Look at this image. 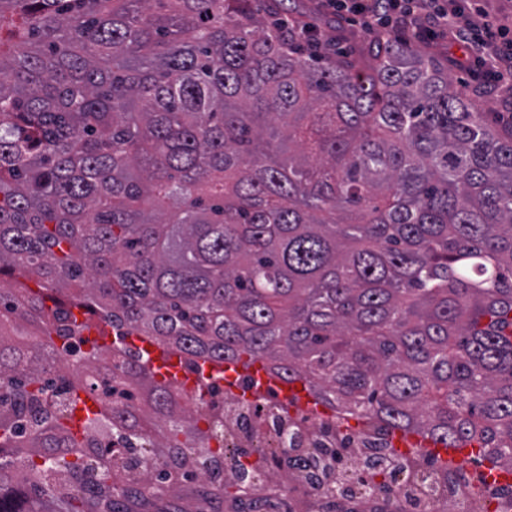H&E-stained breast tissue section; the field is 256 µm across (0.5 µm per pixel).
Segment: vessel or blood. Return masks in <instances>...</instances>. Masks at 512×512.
<instances>
[{
  "instance_id": "obj_1",
  "label": "vessel or blood",
  "mask_w": 512,
  "mask_h": 512,
  "mask_svg": "<svg viewBox=\"0 0 512 512\" xmlns=\"http://www.w3.org/2000/svg\"><path fill=\"white\" fill-rule=\"evenodd\" d=\"M135 347L146 355V363L155 372V377L163 383H174L183 386L188 391H195L206 379L221 376L226 389L236 390L237 378L241 373H249L252 390L256 393H275L283 403H291L310 411H319L312 396L300 382H286L266 372L260 365L243 368L240 363L227 361L224 363H204L198 372H185L176 354L166 352L164 349L151 346L149 340L133 337Z\"/></svg>"
}]
</instances>
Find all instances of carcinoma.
Listing matches in <instances>:
<instances>
[{
	"mask_svg": "<svg viewBox=\"0 0 512 512\" xmlns=\"http://www.w3.org/2000/svg\"><path fill=\"white\" fill-rule=\"evenodd\" d=\"M13 41L0 274L89 294L0 287V512H124L189 464L223 491L133 335L512 473V132L447 68L397 40L362 68L250 0H0ZM75 308L112 328L111 367L93 350L70 375ZM81 391L100 407L75 432ZM108 424L123 447L88 452Z\"/></svg>",
	"mask_w": 512,
	"mask_h": 512,
	"instance_id": "carcinoma-1",
	"label": "carcinoma"
}]
</instances>
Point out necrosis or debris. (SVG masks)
Returning a JSON list of instances; mask_svg holds the SVG:
<instances>
[{
  "label": "necrosis or debris",
  "mask_w": 512,
  "mask_h": 512,
  "mask_svg": "<svg viewBox=\"0 0 512 512\" xmlns=\"http://www.w3.org/2000/svg\"><path fill=\"white\" fill-rule=\"evenodd\" d=\"M194 413L217 421L218 430L207 442L213 455H225V477H233L238 461L255 458L264 468L259 482L278 469L290 434H298V454H336L329 477L312 484L306 472L288 482L290 512H385L388 499H395L402 512H512V488L484 480L475 468H443L419 449L400 451L404 470L388 479L385 489L342 497L346 482L361 476L368 456L391 453L394 440L377 424L347 426L331 409L319 414L293 411L274 399L248 401L229 396L222 382L204 387L200 400L192 401Z\"/></svg>",
  "instance_id": "necrosis-or-debris-1"
}]
</instances>
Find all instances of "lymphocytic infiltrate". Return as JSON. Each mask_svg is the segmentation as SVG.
<instances>
[{"label":"lymphocytic infiltrate","instance_id":"obj_1","mask_svg":"<svg viewBox=\"0 0 512 512\" xmlns=\"http://www.w3.org/2000/svg\"><path fill=\"white\" fill-rule=\"evenodd\" d=\"M336 20L360 25L364 34L407 41L439 32L448 42H464L467 53L454 58L459 68L478 64L494 77L512 72V37L491 22L473 23L463 0H322Z\"/></svg>","mask_w":512,"mask_h":512}]
</instances>
